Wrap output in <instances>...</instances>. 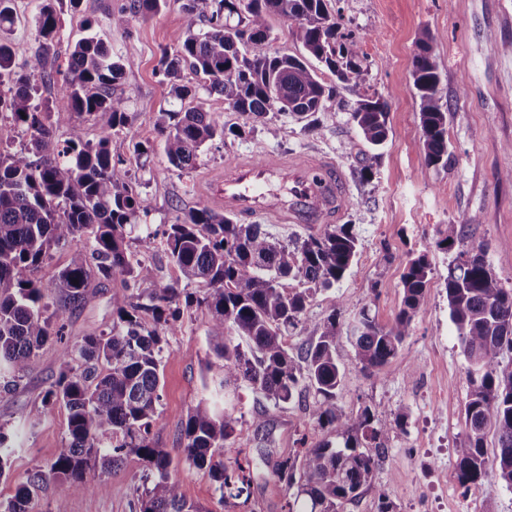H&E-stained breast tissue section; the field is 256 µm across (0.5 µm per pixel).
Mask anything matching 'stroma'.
<instances>
[{
  "label": "stroma",
  "mask_w": 512,
  "mask_h": 512,
  "mask_svg": "<svg viewBox=\"0 0 512 512\" xmlns=\"http://www.w3.org/2000/svg\"><path fill=\"white\" fill-rule=\"evenodd\" d=\"M43 0H13V26L0 29L16 63L30 60L37 47L36 18ZM127 0H54L59 33L54 46L58 65L82 38L102 39L124 72L113 86L127 97V123L113 130L110 151L122 160L148 205L152 228L174 223L177 216L208 202L203 189L209 177L239 154L318 149L336 160L354 203L345 213L359 240L358 253L345 277L333 288L316 292L307 305L304 329L286 342L297 352L310 330L342 301L336 357L345 375L336 404L345 413L371 408L387 429L386 453L371 485L343 512H379L381 501L396 512H512V488L488 477L469 491L454 478L455 450L465 436V405L470 389L468 362L449 316L443 281L458 247L441 245L445 225L479 216L465 226L467 246H483L486 260L504 287L512 289V0H340L342 30L359 40L369 71L353 88L337 83L328 69L320 75L336 88V100L318 113L316 127L290 117L272 116L269 124L246 123L225 110L216 94H202L210 114L225 125H240V137L217 138L204 145L194 165L171 167L157 134L165 112L182 104L160 73L163 54H175L184 30L185 0H167L158 13L130 17L126 28L112 26V15ZM434 38V58L442 76V103L448 112V166L428 164L420 126L419 98L413 86V59L423 33ZM388 103L389 135L379 151L371 181L357 169L368 148L359 141L350 114L341 103L363 97ZM278 127V135L268 126ZM150 144L149 154H135V142ZM427 252L433 268L424 304L413 317L410 333L382 373L363 372L354 360L353 327L364 305L376 321L392 324L402 307V276L407 261ZM114 279L88 290L72 308L65 334L72 340L109 331ZM181 326L163 341L167 354L161 378L159 416L153 428L158 447L173 451L184 442L189 411L210 398L204 368L213 353L205 308H181ZM61 370L60 346L48 341L29 362L22 380L0 398V425L11 437L10 467L0 477V502L10 500L25 483L32 459L52 462L68 433V411L45 405L50 384ZM263 404L259 394L243 388L236 401L239 423L224 449L225 462L250 460L253 481L247 506L220 501L207 470L180 464L171 471L188 500L206 512H284L286 491L273 473L275 462L295 448L323 440L308 421L305 406L290 404L270 414L268 434L256 433L253 418ZM144 464L128 456L108 477L106 492L71 493L47 479L31 505L32 512H136L143 490Z\"/></svg>",
  "instance_id": "stroma-1"
}]
</instances>
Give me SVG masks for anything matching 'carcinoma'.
Here are the masks:
<instances>
[{
    "label": "carcinoma",
    "mask_w": 512,
    "mask_h": 512,
    "mask_svg": "<svg viewBox=\"0 0 512 512\" xmlns=\"http://www.w3.org/2000/svg\"><path fill=\"white\" fill-rule=\"evenodd\" d=\"M166 0H130L128 10L112 15V25H128L126 12L147 15ZM184 39L173 56L164 55L160 72L177 79L182 69L200 78L198 86L224 99V108L254 122L273 112L307 120L335 98L336 91L320 79L311 60L324 64L336 79L362 84L368 66L357 41L341 32V10L332 0H186ZM288 23L303 53L273 51L255 36H270L269 19ZM208 23V29L199 25ZM38 47L24 65L14 64L12 48L0 40V85L12 84L0 96V110L11 112L26 126L29 144L10 151L15 128L0 125V397L17 386L37 351L62 335L63 321L84 299L95 279L121 277L124 288L112 293V329L84 336L63 346V368L47 391L44 405L61 402L69 411L68 437L51 463L30 461L27 483L4 512H29V504L52 475L72 492H105L101 475L120 467L129 455L146 466L138 512H206L187 502L181 485L171 477L174 457L154 446L150 435L160 405V374L164 360L162 332H175L180 299L210 314L208 336L218 362H207L221 406L199 402L188 414L179 449L180 461L208 469L220 500L250 497V461L224 463V447L235 434V408L224 406L226 391L243 384L275 408L302 403L314 394L310 421L336 437L282 456L273 473L290 492L287 512H341L371 485L385 452L386 430L377 426L366 407L353 415L336 405L343 379L336 358L340 303L336 302L301 351H288L285 337L302 323L307 304L319 290L341 281L358 251L350 224H326L317 235L292 243L272 237L261 224H237L224 214L201 206L153 230L145 225L144 247L160 244L179 279L157 285L155 270L134 258L127 227L137 223L147 206L122 161L112 158V130L126 124L128 99L112 95L124 64L93 37L79 40L71 52L62 93L69 111L51 113L36 102L39 83L53 79L46 61L58 35L59 19L52 0H43L37 21ZM433 37L419 40L413 60L414 87L419 97L423 147L429 164L448 166V113L442 109L441 75L434 61ZM104 118L103 135L85 140L76 115ZM351 120L366 155L364 177L372 174L375 150L387 140L388 104L363 98L351 106ZM66 125L70 136L55 139L54 127ZM240 126L215 120L203 104L166 112L158 126L168 163L191 167L202 146L227 135L240 136ZM468 217L442 231L447 246L462 242V229L476 224ZM72 248L69 264L47 288L35 279L52 258L54 247ZM432 273L425 252L409 259L403 273V308L390 326L371 316L370 300L354 327L355 360L361 369L381 372L397 355L412 320L425 301ZM185 287H179V281ZM194 285L197 291L190 292ZM445 292L464 356L477 360L480 372L468 374L466 436L455 449V477L465 490L492 475L512 487V366L502 365L503 349L512 350V289L501 285L485 255L459 251L448 268ZM151 315L153 325L141 314ZM82 370L69 368L74 360ZM495 429L498 452L487 456V428ZM12 445L0 425V477L9 468ZM98 474L86 479V471Z\"/></svg>",
    "instance_id": "1"
}]
</instances>
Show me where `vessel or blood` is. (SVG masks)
Returning a JSON list of instances; mask_svg holds the SVG:
<instances>
[{
	"mask_svg": "<svg viewBox=\"0 0 512 512\" xmlns=\"http://www.w3.org/2000/svg\"><path fill=\"white\" fill-rule=\"evenodd\" d=\"M346 175L320 154L239 157L211 186L213 202L242 222L338 224L345 216Z\"/></svg>",
	"mask_w": 512,
	"mask_h": 512,
	"instance_id": "obj_1",
	"label": "vessel or blood"
}]
</instances>
